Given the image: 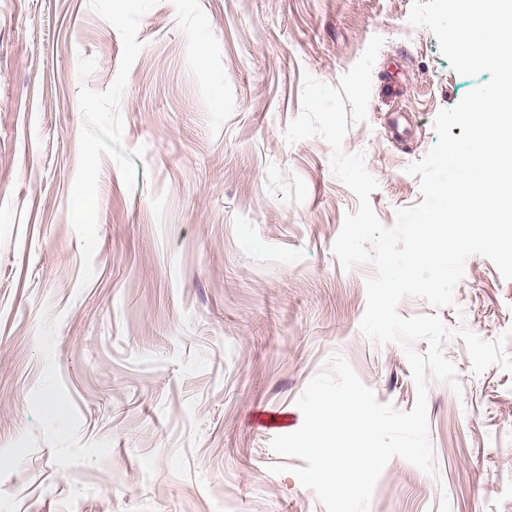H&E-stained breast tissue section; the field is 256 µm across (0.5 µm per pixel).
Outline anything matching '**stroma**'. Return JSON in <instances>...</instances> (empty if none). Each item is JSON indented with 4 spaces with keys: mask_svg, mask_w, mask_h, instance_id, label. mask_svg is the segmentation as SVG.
<instances>
[{
    "mask_svg": "<svg viewBox=\"0 0 512 512\" xmlns=\"http://www.w3.org/2000/svg\"><path fill=\"white\" fill-rule=\"evenodd\" d=\"M411 6L0 0V512H325L270 442L327 357L412 409L403 349L360 330L373 267L332 253L357 199L323 139L283 137L304 74L338 84L382 37L343 149L384 226L422 202L407 166L488 77L456 73ZM397 310L491 341L512 280L474 255L453 305ZM443 350L462 390L428 381L438 473L392 458L368 512H512V374Z\"/></svg>",
    "mask_w": 512,
    "mask_h": 512,
    "instance_id": "obj_1",
    "label": "stroma"
}]
</instances>
